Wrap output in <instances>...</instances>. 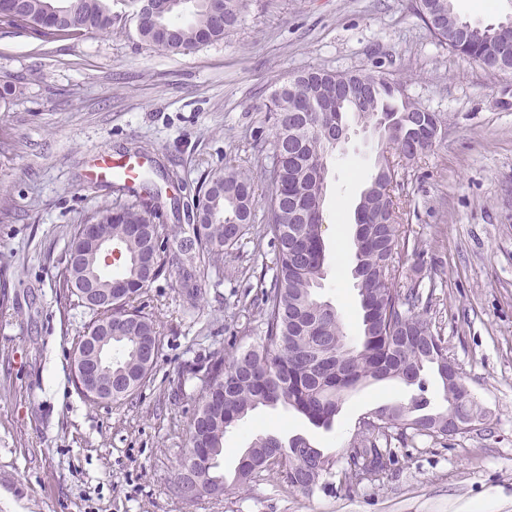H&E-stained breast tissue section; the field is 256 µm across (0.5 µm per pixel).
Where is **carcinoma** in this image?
<instances>
[{"label":"carcinoma","mask_w":512,"mask_h":512,"mask_svg":"<svg viewBox=\"0 0 512 512\" xmlns=\"http://www.w3.org/2000/svg\"><path fill=\"white\" fill-rule=\"evenodd\" d=\"M242 0H221L222 14L200 0L181 20L183 9L173 6L161 24L138 23L140 38L176 54H190L199 47L221 41L241 21ZM424 22L453 26V0H419ZM123 17L112 11V0H6L0 6V28L29 30L42 41L108 33ZM481 27V35L448 47L487 70L512 67V48H505ZM269 111L276 115L273 141L275 162L268 185L270 224L267 231L276 243V275L262 296L259 341L236 352L230 363L224 353H213L208 364L189 373L200 381V411L189 427V449L176 477L179 495L194 501L210 487H226L219 471L224 439L250 413L260 407L281 405L303 415L312 425L331 426L345 393L369 381L394 380L411 389L408 403H387L376 408V422H363L357 446L351 449L344 478L387 470L391 449L382 446L386 430L399 428L415 434L422 421L430 434L448 435V425L465 423L482 414L479 404L463 397L460 379L448 373V347L430 329L423 313L421 284L395 287L410 238L397 222L394 192L400 186L397 166L374 167L362 191L354 217L355 265L352 276L362 310V334L353 342L345 335L341 317L321 294L326 277V246L322 224L298 217L302 211L325 212V194L312 186L306 159L329 150L324 129L353 119L372 124L375 114L390 120L388 145L405 161L424 153L421 145L442 129L440 116L422 112L403 98L386 77L373 72L334 73L310 69L295 73L274 94ZM194 207L208 216L200 240L202 258L217 262L224 248L233 244L254 222V179L227 164L208 176L195 197ZM93 221L120 243L126 253L123 271L112 277V287L131 288L148 283L166 270L165 251L158 229L142 200L104 203L82 222ZM78 250L90 247L72 239L60 287L74 293L73 261ZM156 339L152 319L139 308L129 329L112 338L113 387L122 397L131 396L146 378L140 372L146 343ZM437 373L446 407L437 410L427 396L426 370ZM288 487L310 493L330 484L333 464L321 449L298 436L282 441L270 433L254 435L238 459L233 482L243 486L264 471L275 458Z\"/></svg>","instance_id":"1"}]
</instances>
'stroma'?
<instances>
[{
	"instance_id": "1",
	"label": "stroma",
	"mask_w": 512,
	"mask_h": 512,
	"mask_svg": "<svg viewBox=\"0 0 512 512\" xmlns=\"http://www.w3.org/2000/svg\"><path fill=\"white\" fill-rule=\"evenodd\" d=\"M125 29L42 43L0 29V512H512V73L492 72L440 44L418 0H244L239 27L189 55L147 45L114 0ZM370 71L438 113L445 134L401 170L399 221L418 247L399 284L417 281L433 331L484 425L450 438L393 439L394 462L375 479L305 494L274 472L190 502L175 491L200 406L188 375L223 350L255 343L258 300L275 270L266 175L274 119L267 107L293 73ZM142 147L163 193L156 223L169 258L135 300L158 348L130 397L89 401L74 379L75 348L95 313L58 286L75 228L98 204L128 200L93 181L98 153ZM378 138L360 133L329 160L322 235L324 295L349 339L361 334L350 270L352 224ZM249 171L255 222L223 258L205 264L171 198L191 202L224 164ZM410 396L398 382L349 391L331 429L284 408L264 409L224 440L232 474L253 435L302 436L342 472L360 421Z\"/></svg>"
}]
</instances>
